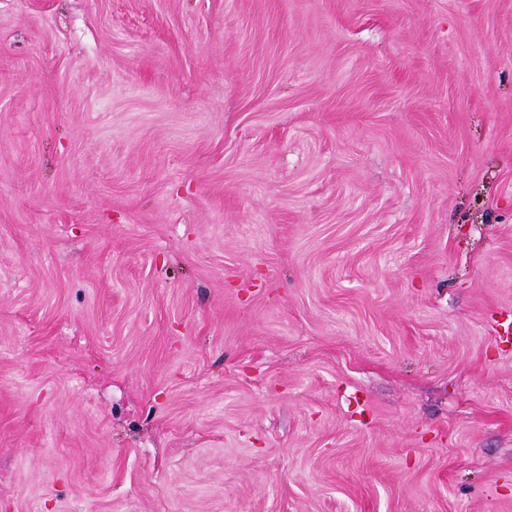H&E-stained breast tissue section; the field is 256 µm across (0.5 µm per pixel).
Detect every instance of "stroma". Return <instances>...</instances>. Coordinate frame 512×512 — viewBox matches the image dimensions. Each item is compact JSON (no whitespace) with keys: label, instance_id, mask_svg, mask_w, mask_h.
I'll return each instance as SVG.
<instances>
[{"label":"stroma","instance_id":"35a3bbf8","mask_svg":"<svg viewBox=\"0 0 512 512\" xmlns=\"http://www.w3.org/2000/svg\"><path fill=\"white\" fill-rule=\"evenodd\" d=\"M0 512H512V0H0Z\"/></svg>","mask_w":512,"mask_h":512}]
</instances>
